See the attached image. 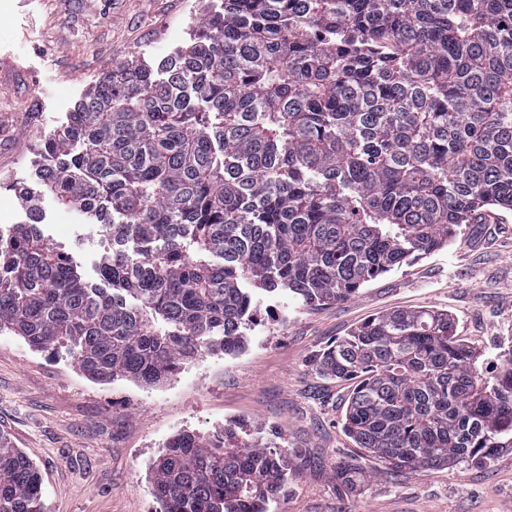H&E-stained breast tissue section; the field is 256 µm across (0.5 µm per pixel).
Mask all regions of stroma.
Here are the masks:
<instances>
[{
  "label": "stroma",
  "mask_w": 512,
  "mask_h": 512,
  "mask_svg": "<svg viewBox=\"0 0 512 512\" xmlns=\"http://www.w3.org/2000/svg\"><path fill=\"white\" fill-rule=\"evenodd\" d=\"M198 16V0H0V227L25 221L14 183L33 176L44 143L97 79L183 46ZM42 209L45 234L97 281L103 226L50 197ZM252 296L265 320L241 353H203L156 385L95 381L64 352L0 333V434L36 464L46 512H160L150 464L178 433L210 436L229 420L248 436L280 434L308 461L269 512H512V448L397 478L366 459L374 476L365 494H341L332 464L357 458L342 430L347 388L310 365L368 317L408 308L448 310L482 368L499 367L512 354L511 213L463 225L448 247L333 306Z\"/></svg>",
  "instance_id": "1"
}]
</instances>
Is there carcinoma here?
<instances>
[{
	"instance_id": "cac0c4a2",
	"label": "carcinoma",
	"mask_w": 512,
	"mask_h": 512,
	"mask_svg": "<svg viewBox=\"0 0 512 512\" xmlns=\"http://www.w3.org/2000/svg\"><path fill=\"white\" fill-rule=\"evenodd\" d=\"M25 223L0 229V332L88 376L153 385L241 348L246 286L346 300L463 224L512 212V0H222L156 66L100 77L44 146ZM111 242L98 284L41 227L39 198ZM445 310L371 316L311 359L350 384L343 431L400 476L512 447V356L494 375ZM291 448L177 434L152 463L163 512H269ZM336 489L371 475L333 464ZM0 512H45L0 436Z\"/></svg>"
}]
</instances>
